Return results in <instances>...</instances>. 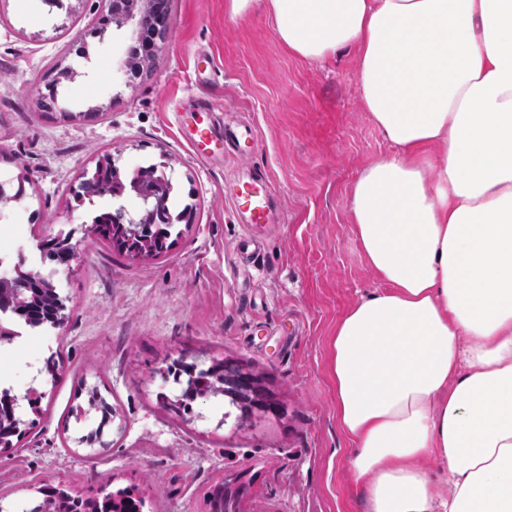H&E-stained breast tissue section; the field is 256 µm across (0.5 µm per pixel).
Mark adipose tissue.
<instances>
[{"instance_id": "obj_1", "label": "adipose tissue", "mask_w": 512, "mask_h": 512, "mask_svg": "<svg viewBox=\"0 0 512 512\" xmlns=\"http://www.w3.org/2000/svg\"><path fill=\"white\" fill-rule=\"evenodd\" d=\"M258 7L296 56L356 49L394 148L351 189L385 286L332 340L368 512H512V0H227L234 18Z\"/></svg>"}]
</instances>
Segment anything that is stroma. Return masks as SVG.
Segmentation results:
<instances>
[{
    "label": "stroma",
    "mask_w": 512,
    "mask_h": 512,
    "mask_svg": "<svg viewBox=\"0 0 512 512\" xmlns=\"http://www.w3.org/2000/svg\"><path fill=\"white\" fill-rule=\"evenodd\" d=\"M98 17V0H0V277L18 264L51 275L66 304L61 328L0 318L12 333L0 387L30 424L0 448V504L27 512L50 487L93 497L134 485L144 512H208L210 488L240 475L241 512H367L336 421L330 338L384 286L359 249L350 190L392 147L361 102L355 49L305 60L263 9L233 20L226 0H172L148 72L128 80L126 32L94 36ZM199 120L219 139L250 126L249 160L197 157ZM104 154L125 174L157 165L170 212L193 206L168 251L135 259L92 232L102 210L145 208L133 194L79 198ZM251 175L268 179L276 220L250 254L231 192ZM65 234L74 259L45 258L42 241ZM179 358L261 379L274 410L244 418L215 394L173 411ZM92 387L109 424L87 404ZM95 429L100 443L81 444Z\"/></svg>",
    "instance_id": "stroma-1"
}]
</instances>
